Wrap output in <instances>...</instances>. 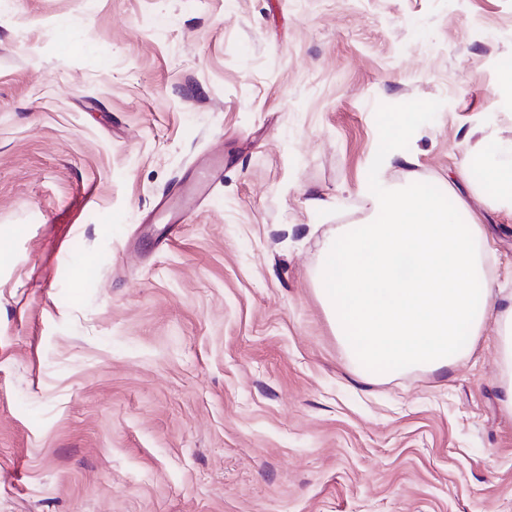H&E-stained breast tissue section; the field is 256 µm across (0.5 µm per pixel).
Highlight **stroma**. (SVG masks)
I'll return each mask as SVG.
<instances>
[{
  "instance_id": "35a3bbf8",
  "label": "stroma",
  "mask_w": 512,
  "mask_h": 512,
  "mask_svg": "<svg viewBox=\"0 0 512 512\" xmlns=\"http://www.w3.org/2000/svg\"><path fill=\"white\" fill-rule=\"evenodd\" d=\"M505 56L512 0H0V512H512L493 329L378 378L314 281L368 180L470 197ZM418 112H420V111L410 108L407 111L406 115H404L400 119V123H396L387 129V131H386L387 141H386L385 151H386V157H387L388 161H391L394 159V155L390 153V150L393 148L394 141L403 131L411 130L415 127V125L418 121V118H419Z\"/></svg>"
}]
</instances>
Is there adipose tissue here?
Listing matches in <instances>:
<instances>
[{"instance_id": "adipose-tissue-1", "label": "adipose tissue", "mask_w": 512, "mask_h": 512, "mask_svg": "<svg viewBox=\"0 0 512 512\" xmlns=\"http://www.w3.org/2000/svg\"><path fill=\"white\" fill-rule=\"evenodd\" d=\"M473 197L512 209V143L483 138L459 170ZM365 222L337 228L322 249L318 293L360 369L438 371L458 361L468 340L493 325L500 404L512 415V293L494 292L487 236L465 200L417 184L370 182Z\"/></svg>"}]
</instances>
